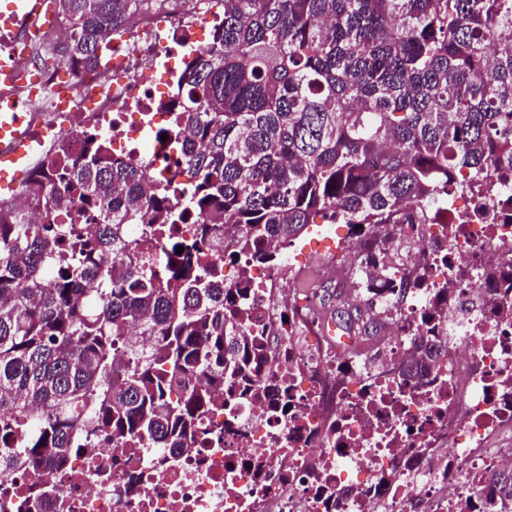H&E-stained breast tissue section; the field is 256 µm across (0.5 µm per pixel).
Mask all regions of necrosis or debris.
I'll return each mask as SVG.
<instances>
[{
	"mask_svg": "<svg viewBox=\"0 0 512 512\" xmlns=\"http://www.w3.org/2000/svg\"><path fill=\"white\" fill-rule=\"evenodd\" d=\"M218 0H167L132 16L96 70L59 82L35 53L59 25L30 28L0 20V111L21 113L27 167L81 150L105 135L113 157L155 176L189 180L163 136L162 108L197 30L218 16ZM478 207L449 193L435 205L446 224H390L394 275L410 288L382 304L389 334L371 358L337 363L287 335L278 295L282 273L252 272L250 326L275 345L261 377L287 383L294 407L225 397L207 425L221 441L198 452L134 456L99 444L48 476L61 501L20 503L32 482L15 468L0 481V512H512L498 491L512 472V310L497 299L512 289V190ZM448 303L439 327L438 368L417 371L405 352L437 289ZM138 485L127 492L126 471Z\"/></svg>",
	"mask_w": 512,
	"mask_h": 512,
	"instance_id": "1",
	"label": "necrosis or debris"
}]
</instances>
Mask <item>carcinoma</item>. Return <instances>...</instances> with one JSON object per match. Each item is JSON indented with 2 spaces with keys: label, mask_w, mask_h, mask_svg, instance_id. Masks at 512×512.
<instances>
[{
  "label": "carcinoma",
  "mask_w": 512,
  "mask_h": 512,
  "mask_svg": "<svg viewBox=\"0 0 512 512\" xmlns=\"http://www.w3.org/2000/svg\"><path fill=\"white\" fill-rule=\"evenodd\" d=\"M54 2L67 34L38 56L91 70L132 14L164 0ZM218 2L175 90L191 175L180 200L92 137L30 171L21 193L46 206L43 223L0 207V458L33 471L25 502L57 497L44 477L92 441L194 447L226 382L241 398H286L251 376L266 350L250 330V274L315 224L369 247L363 289L386 300L383 225L446 224L426 207L448 188L492 196L512 182V0ZM188 220L189 239L146 253ZM221 234L236 242L232 287L210 260ZM304 299L313 323L383 337L341 292L332 309ZM447 302L431 303L426 341Z\"/></svg>",
  "instance_id": "cac0c4a2"
}]
</instances>
